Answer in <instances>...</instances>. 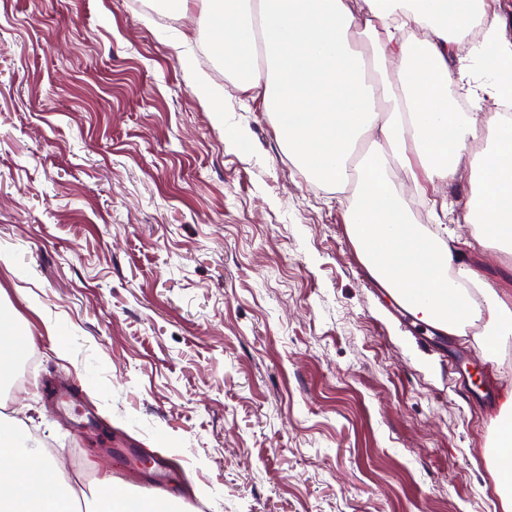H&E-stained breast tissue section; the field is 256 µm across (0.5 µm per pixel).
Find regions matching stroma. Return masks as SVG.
<instances>
[{
  "mask_svg": "<svg viewBox=\"0 0 512 512\" xmlns=\"http://www.w3.org/2000/svg\"><path fill=\"white\" fill-rule=\"evenodd\" d=\"M200 9L163 24L135 0H0V315L34 336L33 378L75 379L101 427L28 388L0 413L89 496L108 476L140 497L113 454L132 442L183 471L175 512H503L498 416L461 395L475 336L399 317L349 239L352 198L223 77ZM478 161L422 195L408 168L391 179L411 221L451 206L455 249L512 303V253L472 222ZM184 72L195 79L194 91L199 99L209 108L213 120L217 124L224 123V93L219 88L198 80L199 59L189 47L179 52Z\"/></svg>",
  "mask_w": 512,
  "mask_h": 512,
  "instance_id": "stroma-1",
  "label": "stroma"
}]
</instances>
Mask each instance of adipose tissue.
<instances>
[{
    "label": "adipose tissue",
    "instance_id": "obj_1",
    "mask_svg": "<svg viewBox=\"0 0 512 512\" xmlns=\"http://www.w3.org/2000/svg\"><path fill=\"white\" fill-rule=\"evenodd\" d=\"M224 70L261 98L277 119L289 155L314 182L343 190L358 174L348 232L370 273L419 322L449 332L485 321V347L512 334V305L480 280L447 246L454 229L411 223L389 173L419 159L428 182L455 177L461 152L478 135L476 113L456 111L449 88L473 106L485 97L512 99V40L492 0H202ZM485 28L472 46L491 74L478 83L468 60L449 67L445 52L472 22ZM428 28L411 47L404 27ZM361 33L385 44L366 59L352 43ZM403 89L388 94V80ZM494 150L485 156L479 188L481 235L512 240V118L488 121ZM376 142L367 153L365 133ZM17 425L0 421V512H76L77 496L46 454L28 448Z\"/></svg>",
    "mask_w": 512,
    "mask_h": 512
}]
</instances>
